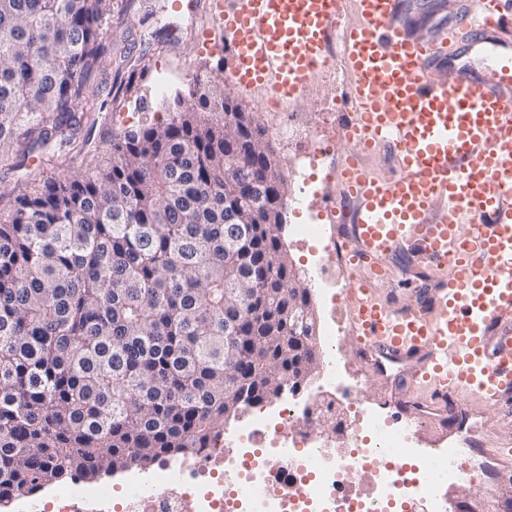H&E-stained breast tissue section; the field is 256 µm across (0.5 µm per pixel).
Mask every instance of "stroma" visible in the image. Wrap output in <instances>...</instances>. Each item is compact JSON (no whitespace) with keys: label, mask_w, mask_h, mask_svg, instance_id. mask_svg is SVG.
Returning a JSON list of instances; mask_svg holds the SVG:
<instances>
[{"label":"stroma","mask_w":512,"mask_h":512,"mask_svg":"<svg viewBox=\"0 0 512 512\" xmlns=\"http://www.w3.org/2000/svg\"><path fill=\"white\" fill-rule=\"evenodd\" d=\"M173 0H112V12L103 25V37L112 47V62L94 79L92 95L106 98L120 93L128 105L119 111L91 109L86 101L75 104L77 111L87 113L89 121L77 133L84 141L81 154H69L60 166H51L32 157L26 161L10 156L0 159V218L9 214L14 199L33 194L41 181L83 171L89 161L104 162L112 150V137L141 121L155 122L165 118V104L176 92L184 90L192 77L214 68L224 53L222 43L228 35L213 30L210 42H203L201 33L211 28L206 12L184 15L176 12ZM465 0H408L415 32L426 39L437 38L446 31L454 13ZM512 50V29L496 39L461 44L457 62L467 65L476 77L490 76L489 61L503 63V56L493 53L494 44ZM167 83H160V76ZM303 174L300 169L288 173L290 202L285 211L282 239L293 264L305 272L311 289L312 304L318 317L320 348H327L325 339L329 324L340 308L325 304L317 279V267L322 260L315 243L299 244L293 233L297 224L309 222V211L296 205L300 195H307L315 205H323L339 197L334 183L315 178L309 193H302ZM459 500L472 507L473 512H493L497 500L512 499V471L501 472L483 480L463 482L456 490Z\"/></svg>","instance_id":"1"}]
</instances>
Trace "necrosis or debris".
<instances>
[{"label": "necrosis or debris", "instance_id": "necrosis-or-debris-1", "mask_svg": "<svg viewBox=\"0 0 512 512\" xmlns=\"http://www.w3.org/2000/svg\"><path fill=\"white\" fill-rule=\"evenodd\" d=\"M273 134L305 179L317 174L322 160L298 154L303 140L316 137L334 148V122L311 127L289 116L274 125ZM363 382L349 385L340 399L354 407L344 425L341 447L315 450L322 422L335 418L336 402L323 393L296 397L288 393L270 397L267 412L244 408L231 429L222 432L190 463H161L150 476L128 470L122 481V512H394L395 508L425 494L427 480L444 472L442 454L421 464L402 458L409 432L386 424L361 407ZM317 414H310V407ZM235 447L232 467H225L226 447ZM369 476L370 489L352 492L353 480ZM43 507L53 512H112V487L74 482L42 495Z\"/></svg>", "mask_w": 512, "mask_h": 512}]
</instances>
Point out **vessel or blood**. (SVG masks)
I'll return each instance as SVG.
<instances>
[{"instance_id":"obj_1","label":"vessel or blood","mask_w":512,"mask_h":512,"mask_svg":"<svg viewBox=\"0 0 512 512\" xmlns=\"http://www.w3.org/2000/svg\"><path fill=\"white\" fill-rule=\"evenodd\" d=\"M403 0H208L231 37L232 82L299 98L341 40L356 112L342 139L362 151L384 145L394 173L370 177L350 164L342 186L340 248L347 263L346 322L375 374L396 367L388 406L414 439L441 442L448 419L468 417L459 394L512 413V68L487 79L467 67L437 77L460 36L479 40L512 27V0H480L447 37L408 31ZM428 286L420 301L393 307L380 294L395 253ZM442 490L475 480L467 460L447 457Z\"/></svg>"}]
</instances>
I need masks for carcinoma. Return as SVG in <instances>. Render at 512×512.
<instances>
[{
  "mask_svg": "<svg viewBox=\"0 0 512 512\" xmlns=\"http://www.w3.org/2000/svg\"><path fill=\"white\" fill-rule=\"evenodd\" d=\"M112 0H0V157L83 146L74 109L112 50ZM168 118L112 137L104 165L49 178L0 222V512L16 494L196 455L248 406L320 360L288 324L282 225L227 224L263 183L250 113L224 142V69Z\"/></svg>",
  "mask_w": 512,
  "mask_h": 512,
  "instance_id": "1",
  "label": "carcinoma"
}]
</instances>
